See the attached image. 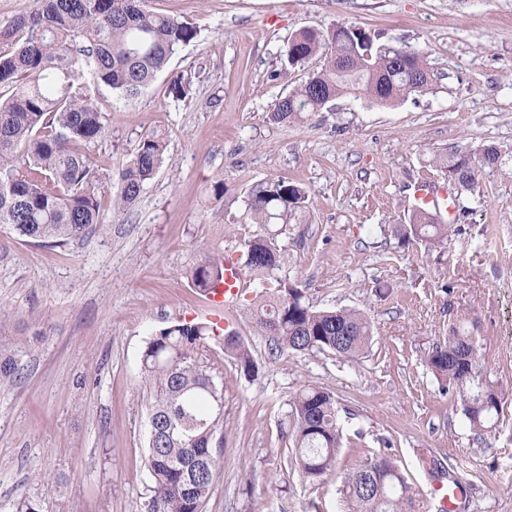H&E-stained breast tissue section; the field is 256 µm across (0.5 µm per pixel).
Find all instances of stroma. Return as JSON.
Returning a JSON list of instances; mask_svg holds the SVG:
<instances>
[{"label": "stroma", "mask_w": 512, "mask_h": 512, "mask_svg": "<svg viewBox=\"0 0 512 512\" xmlns=\"http://www.w3.org/2000/svg\"><path fill=\"white\" fill-rule=\"evenodd\" d=\"M196 38L138 96L102 87L93 100L107 134L93 145L105 187L103 222L84 239L30 243L0 231V341L23 371L0 383V512H147V396L141 352L168 324L214 311L189 271L241 258L264 235L248 208L269 179L308 196L278 225L285 261L266 282L301 288L317 309L355 308L374 327L349 361L276 353L239 298L229 323L258 365L245 377L211 345L222 378L223 460L203 512H358L345 477L389 453L426 501L422 458L451 464L467 486L457 512H512V0H149ZM364 30L418 52L427 89L380 104L336 99L291 124L275 102L324 62L287 59L306 28ZM180 79L182 97L168 85ZM163 134L166 150L138 203L120 208L119 174L135 143ZM492 145L504 162L457 192L469 214L447 240L401 239L418 184L441 179L439 156ZM223 192H215L216 181ZM476 321L484 378L502 393L494 432L477 435L426 364L461 313ZM332 393L342 447L335 470L304 478L290 462L293 399Z\"/></svg>", "instance_id": "1"}]
</instances>
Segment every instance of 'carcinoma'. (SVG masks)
<instances>
[{
  "mask_svg": "<svg viewBox=\"0 0 512 512\" xmlns=\"http://www.w3.org/2000/svg\"><path fill=\"white\" fill-rule=\"evenodd\" d=\"M26 33L20 44L12 41ZM196 29L174 17L152 11L147 0H40V7L18 18L15 28L0 33V88L11 91L0 100V229L36 244L83 238L102 223L103 193L91 145L106 136L104 117L92 100L95 84L133 98L150 86ZM325 53L322 68L294 93L278 100L271 112L277 123H291L305 112H318L336 97L357 93L381 103L420 92L428 83L416 80L424 68L418 54L404 63L399 49L374 46L361 29L334 27L300 32L288 43V59L303 63ZM166 148L156 133L142 137L120 173L116 202L128 208L161 166ZM503 164L493 145L478 155L451 152L442 161L448 178L471 190L476 169ZM305 199V191L283 179L255 185L249 209L256 223H287L288 214ZM449 224H439L427 211L412 213L407 239L430 245L448 237ZM283 254L272 237L246 244L244 263L257 276L256 287L277 269ZM191 282L203 292L224 283V260L215 257L196 266ZM258 331L275 350L327 352L349 360L360 358L373 338V325L349 309L318 310L303 291L283 285L271 301L252 311ZM214 322L173 323L159 330L141 354L149 386L147 414L150 498L148 512H202L210 495L223 441L217 438L224 394L203 357L218 343L248 377L257 373L249 348L237 335ZM427 365L443 388L462 405L474 430L487 432L498 422L501 393L483 378L478 344L462 319L427 356ZM13 354L0 356V380L20 375ZM295 418L292 463L317 479L336 468L341 431L335 397L309 387L293 399ZM359 512H407L413 497L396 458L383 454L370 467L346 476Z\"/></svg>",
  "mask_w": 512,
  "mask_h": 512,
  "instance_id": "carcinoma-1",
  "label": "carcinoma"
}]
</instances>
